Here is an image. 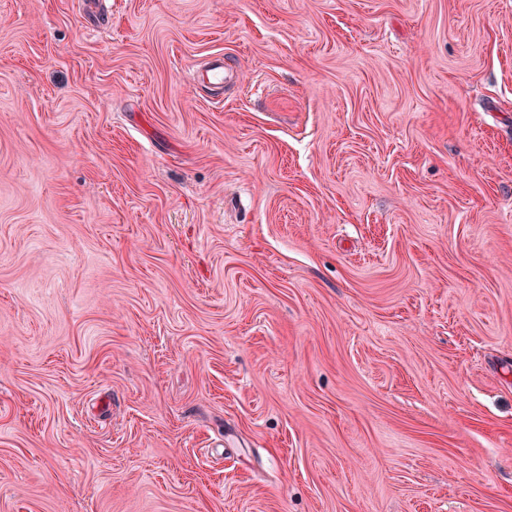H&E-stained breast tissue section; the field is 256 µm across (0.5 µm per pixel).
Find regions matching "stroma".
Segmentation results:
<instances>
[{"label":"stroma","mask_w":512,"mask_h":512,"mask_svg":"<svg viewBox=\"0 0 512 512\" xmlns=\"http://www.w3.org/2000/svg\"><path fill=\"white\" fill-rule=\"evenodd\" d=\"M0 512H512V0H0ZM229 77V70L224 68V56L218 54L212 57L208 66L198 69L193 76L196 88H207L212 91L221 90L224 80Z\"/></svg>","instance_id":"1"}]
</instances>
